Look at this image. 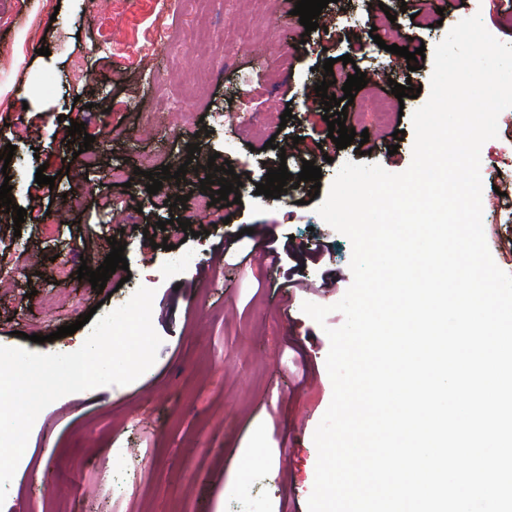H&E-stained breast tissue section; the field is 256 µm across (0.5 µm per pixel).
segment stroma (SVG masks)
Returning <instances> with one entry per match:
<instances>
[{
  "mask_svg": "<svg viewBox=\"0 0 512 512\" xmlns=\"http://www.w3.org/2000/svg\"><path fill=\"white\" fill-rule=\"evenodd\" d=\"M296 0H0V149L13 144L8 165L14 204L27 211L22 225L0 206V345L53 353L73 347L75 337L52 339L57 327L75 322L95 305L114 309L138 287L155 291L152 322L162 338L154 365L124 386L69 394L38 415L0 512H307L317 449L313 435L332 398L326 369V328L345 317L334 305L352 283L349 239L324 223L318 199L303 189L280 197L255 194L269 169L286 165L298 173L300 159L280 161L278 147L298 141L320 167L321 193H328L346 162L406 170L413 155L412 116L427 101L434 49L449 23L480 15L498 40L512 44V11L497 12L498 0H466L463 8H429V24L413 16L418 0H330L323 16L332 28L313 30L305 43L293 9ZM388 6L396 25L412 34L408 48H424L423 67L407 72L395 54L371 45L345 65L357 27ZM171 42L154 43L161 28ZM48 47L49 55L37 50ZM347 77L386 68L387 81L366 85L364 97L390 98L392 83L421 86L404 101L401 120L386 126L358 119L349 105L346 127L368 131V153L358 143L325 161L318 140L328 134L323 106L312 89L321 67ZM293 117L282 121L285 110ZM224 115L211 123L212 113ZM259 124L244 129L240 116ZM87 118L86 133L98 164L93 190L81 199L67 191L82 176L75 158L82 136H69L71 119ZM405 136L395 141V129ZM202 154L226 153L235 173L251 185L232 205L230 224L210 233L207 217L182 207L159 211L146 191L145 172L177 171L188 145ZM396 153H389V146ZM125 163L139 174L130 186L113 182L112 166ZM45 168L53 186L38 185ZM507 177L485 179L483 229L487 243L512 228ZM190 220L194 236L180 223ZM165 228H158V221ZM265 228L264 240L249 235ZM164 233L169 249L152 248L149 234ZM126 246L129 281L109 278L101 299L88 280L50 278L55 255L81 262L76 247H90L89 268L103 263L108 237ZM319 249L321 258L299 271L298 287L280 300L290 260L268 268L261 262L268 242ZM252 263L242 266L243 255ZM342 279L322 287L325 270ZM329 307L324 324L302 311L304 302ZM44 336L35 343L31 334ZM243 480L244 491L234 488Z\"/></svg>",
  "mask_w": 512,
  "mask_h": 512,
  "instance_id": "35a3bbf8",
  "label": "stroma"
}]
</instances>
